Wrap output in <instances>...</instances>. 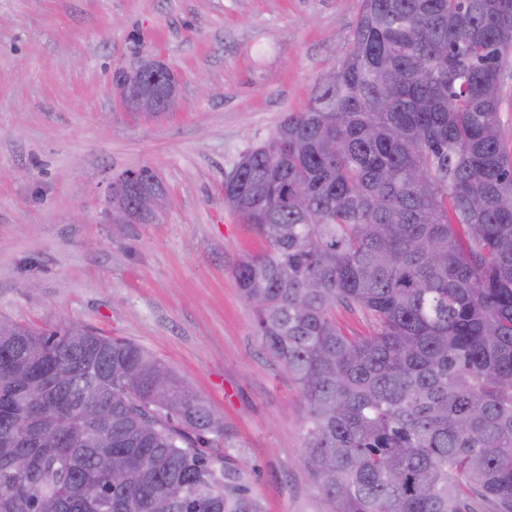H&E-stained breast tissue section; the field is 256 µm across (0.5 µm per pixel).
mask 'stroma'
Masks as SVG:
<instances>
[{
	"mask_svg": "<svg viewBox=\"0 0 512 512\" xmlns=\"http://www.w3.org/2000/svg\"><path fill=\"white\" fill-rule=\"evenodd\" d=\"M360 0H0V317L131 341L224 417L264 512H330L302 462L303 409L261 346L232 269L263 243L224 208V173L308 102L350 48ZM140 58L179 107L129 112ZM206 91H199V83ZM152 168L148 224L115 232L108 186Z\"/></svg>",
	"mask_w": 512,
	"mask_h": 512,
	"instance_id": "obj_1",
	"label": "stroma"
}]
</instances>
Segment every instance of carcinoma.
<instances>
[{"label":"carcinoma","mask_w":512,"mask_h":512,"mask_svg":"<svg viewBox=\"0 0 512 512\" xmlns=\"http://www.w3.org/2000/svg\"><path fill=\"white\" fill-rule=\"evenodd\" d=\"M511 56L512 0H360L332 79L224 176L264 242L232 275L332 512H512ZM136 68L126 108L165 109L176 78ZM140 171L112 200L144 223L165 187ZM233 450L139 345L0 320V512H263ZM501 129L507 148L512 149V58L501 73Z\"/></svg>","instance_id":"obj_1"}]
</instances>
